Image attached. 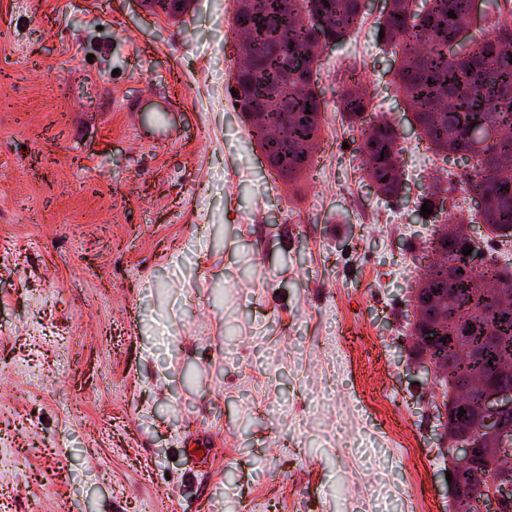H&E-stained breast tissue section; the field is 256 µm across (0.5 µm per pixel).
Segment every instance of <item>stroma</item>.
Here are the masks:
<instances>
[{
  "mask_svg": "<svg viewBox=\"0 0 512 512\" xmlns=\"http://www.w3.org/2000/svg\"><path fill=\"white\" fill-rule=\"evenodd\" d=\"M228 0L179 18L138 0H0V486L6 512H350L362 459L341 469L334 415L301 434L267 412L332 380L347 432L371 435L395 487L376 512H448L445 461L404 328L436 226L417 205L447 178L446 213L474 207L461 157L436 156L394 84L380 4L324 55L321 149L299 189L271 169L231 102ZM403 132L404 192L364 178L336 110L350 74ZM165 109L160 130L154 112ZM366 209L371 223L357 221ZM356 336L358 371L327 347ZM59 336L73 338L60 366ZM203 449V457L190 447ZM417 449L418 476L405 449Z\"/></svg>",
  "mask_w": 512,
  "mask_h": 512,
  "instance_id": "stroma-1",
  "label": "stroma"
}]
</instances>
